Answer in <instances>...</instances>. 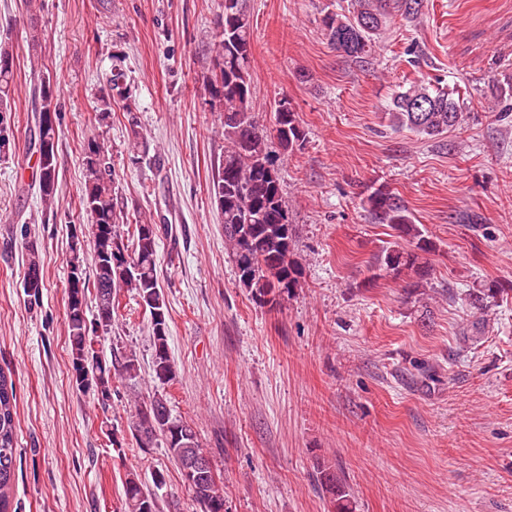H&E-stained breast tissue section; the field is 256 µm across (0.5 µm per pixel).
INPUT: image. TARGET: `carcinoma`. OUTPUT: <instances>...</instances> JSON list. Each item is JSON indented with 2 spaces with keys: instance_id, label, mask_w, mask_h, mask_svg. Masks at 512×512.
<instances>
[{
  "instance_id": "cac0c4a2",
  "label": "carcinoma",
  "mask_w": 512,
  "mask_h": 512,
  "mask_svg": "<svg viewBox=\"0 0 512 512\" xmlns=\"http://www.w3.org/2000/svg\"><path fill=\"white\" fill-rule=\"evenodd\" d=\"M424 0H351V9L329 12L322 19L325 35L334 49L361 65L377 59L378 38L395 16L412 20L422 14ZM253 31L246 0L224 3V35L214 46L211 73L204 80L210 110L217 113L224 136V155L214 168L209 193L224 218V245L232 255L238 273V287L251 297L273 306L300 285L301 267L293 253V226L289 222L281 177L272 144L285 153L304 148L307 132L291 107L276 102L272 127L258 122L251 81ZM13 53L0 47V92L9 91L13 80ZM31 95L38 99L35 122L38 153L40 201L44 211H53L56 199L58 127L44 126L47 114L58 117L59 107L50 79L39 61H30ZM457 90L439 87L424 79L398 86L385 119L395 131L407 130L435 138L461 127L467 119L454 95ZM129 98L125 73L112 67L106 93L101 96L100 120L108 116L114 100ZM130 160L140 163L148 156L146 142L137 121L130 123ZM82 204L90 224L79 226L81 237L71 243L68 268L66 322L71 343L72 378L78 389H91L101 397L112 395L114 380H134L139 362L133 353H123L111 362L101 359L95 344L112 332L116 297L128 293L145 304L150 314L152 371L165 384L173 379L170 356L169 311L159 288L156 261L158 225L147 217L135 218L134 229L124 228L112 171L111 156L104 143L90 136L84 144ZM363 206L372 223L392 230V241L381 248L370 266L372 285L382 276L398 279L404 272L424 278L423 256L435 251V244L415 222L401 198L388 186L370 189ZM93 251V278H87L85 246ZM25 280L35 283L34 300L44 288L41 256L34 243H27ZM94 288L97 315L87 317L86 292ZM512 292L489 284L468 290L465 300L485 310L491 300ZM16 387L0 371V512H12L11 491L15 480L18 434ZM133 437L139 448L161 440L177 463L182 480L192 492L201 512H224V487L217 474L189 472L187 462L206 455L191 425L172 415L167 396L156 393L135 415ZM316 477L331 512H356L345 477L333 466L317 463ZM165 478L158 472L153 487L144 485L135 473L127 474L124 486L125 512H157L159 490Z\"/></svg>"
}]
</instances>
